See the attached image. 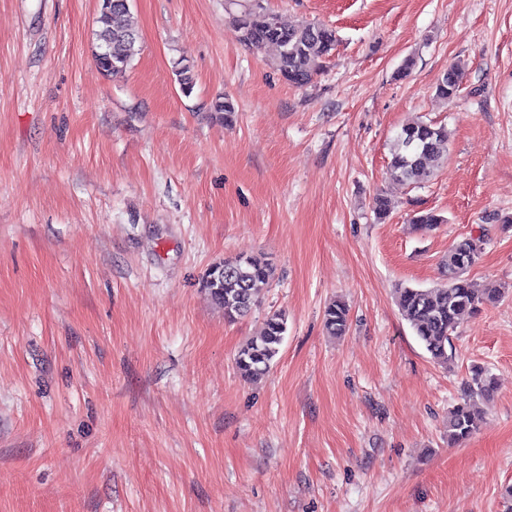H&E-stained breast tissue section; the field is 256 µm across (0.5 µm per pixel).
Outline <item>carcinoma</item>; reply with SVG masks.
I'll return each instance as SVG.
<instances>
[{
    "mask_svg": "<svg viewBox=\"0 0 512 512\" xmlns=\"http://www.w3.org/2000/svg\"><path fill=\"white\" fill-rule=\"evenodd\" d=\"M96 23L98 47L105 50L96 56L98 66L114 76L126 72L136 55L138 40L129 23L126 0H112V9L108 11L99 9ZM235 24L244 44L255 48L274 46L281 77L297 86L311 82L319 60L329 55L337 41L336 32L323 25L301 22L287 26L276 13L255 4V0L243 6ZM462 78L459 68H449L436 87L437 95L447 101L457 97ZM448 139V128L442 124L417 121L403 126L391 146L390 178L410 185L428 182L445 158ZM482 250V238L463 237L448 249L443 260L445 284L398 289L402 317L431 358L439 363H448L451 334L460 316L478 312L501 296L497 288L478 290L466 276ZM274 272L273 263L263 255H238L214 265L202 285L211 300L224 309V318L233 321L251 312L259 290L269 283ZM324 327L331 336L346 334V304L335 301L325 309ZM286 332L285 314L274 313L267 318L263 331L238 351L236 365L243 378L255 380L270 371ZM495 390V378L485 368L472 369L463 385V402L448 412V443H461L479 429L484 418L479 404L490 401Z\"/></svg>",
    "mask_w": 512,
    "mask_h": 512,
    "instance_id": "carcinoma-1",
    "label": "carcinoma"
}]
</instances>
